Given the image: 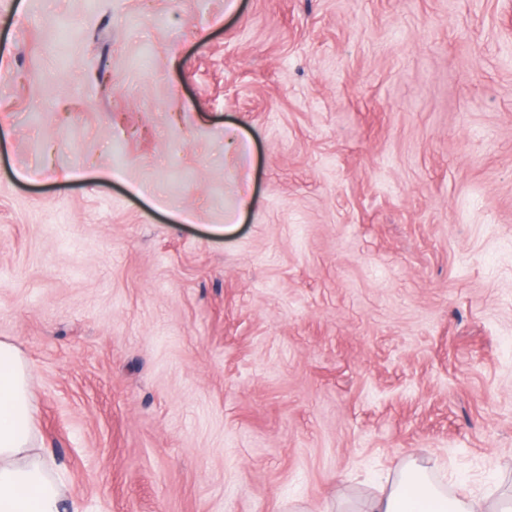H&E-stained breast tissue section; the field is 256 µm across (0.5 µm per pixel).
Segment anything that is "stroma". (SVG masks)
Returning <instances> with one entry per match:
<instances>
[{
    "label": "stroma",
    "mask_w": 512,
    "mask_h": 512,
    "mask_svg": "<svg viewBox=\"0 0 512 512\" xmlns=\"http://www.w3.org/2000/svg\"><path fill=\"white\" fill-rule=\"evenodd\" d=\"M0 342L86 512L507 500L512 0H0ZM360 512H488L482 499L451 497L416 462L409 463L389 488L368 498Z\"/></svg>",
    "instance_id": "stroma-1"
}]
</instances>
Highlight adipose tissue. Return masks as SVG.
Returning a JSON list of instances; mask_svg holds the SVG:
<instances>
[{"label": "adipose tissue", "mask_w": 512, "mask_h": 512, "mask_svg": "<svg viewBox=\"0 0 512 512\" xmlns=\"http://www.w3.org/2000/svg\"><path fill=\"white\" fill-rule=\"evenodd\" d=\"M30 369L11 345L0 342V512H81L64 482L51 476L44 449L34 447ZM361 512H488L481 500L451 497L417 463L390 487L368 498Z\"/></svg>", "instance_id": "ef3b65f1"}]
</instances>
